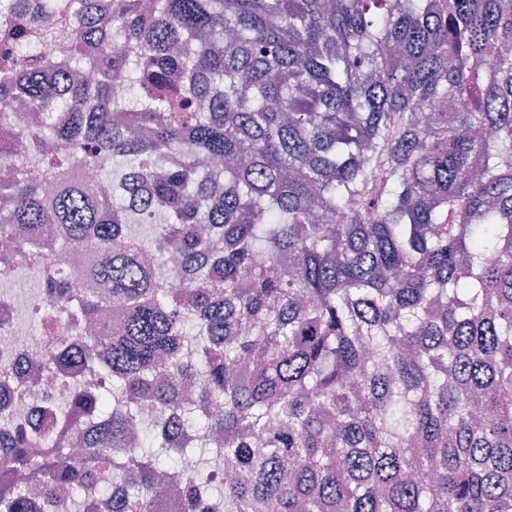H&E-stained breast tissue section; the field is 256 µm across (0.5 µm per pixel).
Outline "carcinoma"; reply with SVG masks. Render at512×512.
I'll list each match as a JSON object with an SVG mask.
<instances>
[{
  "mask_svg": "<svg viewBox=\"0 0 512 512\" xmlns=\"http://www.w3.org/2000/svg\"><path fill=\"white\" fill-rule=\"evenodd\" d=\"M0 28V108L32 113L0 270L118 310L43 337L98 390L0 407V512H512V0H0Z\"/></svg>",
  "mask_w": 512,
  "mask_h": 512,
  "instance_id": "1",
  "label": "carcinoma"
}]
</instances>
